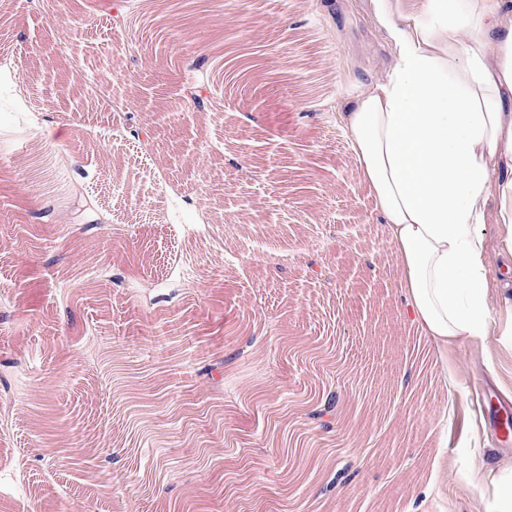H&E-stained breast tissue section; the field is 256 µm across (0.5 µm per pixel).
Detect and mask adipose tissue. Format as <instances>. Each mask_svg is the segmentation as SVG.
Instances as JSON below:
<instances>
[{
  "mask_svg": "<svg viewBox=\"0 0 512 512\" xmlns=\"http://www.w3.org/2000/svg\"><path fill=\"white\" fill-rule=\"evenodd\" d=\"M370 0L385 31V77L349 103L343 124L401 269L404 316L439 349L485 336L486 225L506 249L512 286V0ZM460 481L512 512V467L475 466Z\"/></svg>",
  "mask_w": 512,
  "mask_h": 512,
  "instance_id": "ef3b65f1",
  "label": "adipose tissue"
}]
</instances>
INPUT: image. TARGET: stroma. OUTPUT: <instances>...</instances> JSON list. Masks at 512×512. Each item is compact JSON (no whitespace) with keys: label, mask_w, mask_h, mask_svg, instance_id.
Masks as SVG:
<instances>
[{"label":"stroma","mask_w":512,"mask_h":512,"mask_svg":"<svg viewBox=\"0 0 512 512\" xmlns=\"http://www.w3.org/2000/svg\"><path fill=\"white\" fill-rule=\"evenodd\" d=\"M68 0L66 9H32L28 0H0V60L14 82L0 84V141L13 137L27 98L37 134L0 160V360L22 356L33 383L22 396L0 397V502L23 512H169L191 499L195 512H249L262 498L271 512H486L479 488L456 481V446L476 442L484 469L512 465V447H496L474 387L495 382L512 394V343L499 284L500 242L494 225L488 255V301L495 315L478 341L440 352L420 341L402 315L400 268L374 202L351 163L339 114L389 62L384 33L369 0H206L186 21L187 46L218 59L217 36L248 54L254 69L245 88L232 82L209 93L206 118L187 109L181 92L192 73L169 46L167 29L183 22L164 0ZM68 35L88 65L109 60L106 85L117 86L127 111L153 139L151 155L124 135L97 138L104 116L73 103L67 57L51 49ZM139 39L136 65L114 58L123 38ZM72 142L73 162L87 174L90 194L109 210L112 245L91 227L78 248L60 246L52 225L42 248L18 243L34 194L23 187L27 158L43 141ZM166 169L171 185L156 189L152 172ZM211 215L212 234L239 252L262 241L264 258L249 274L209 254L208 241L188 235L196 207ZM55 269L132 266L139 280L164 282L172 263L195 283L162 311L179 310L198 323V348L157 350L151 324L122 291L87 277L89 299L77 324L113 337L119 366L105 375L81 366L66 341L55 298L32 266ZM251 355L224 370L225 389L202 387L187 363L220 351L225 323ZM458 368V391L446 396L442 361ZM323 382L337 386L342 418L327 432L311 431L303 401ZM52 404L65 445L110 467L75 472L58 448L42 443L31 418L37 401ZM223 404L216 427L207 410ZM452 406L447 432L436 427ZM187 413L183 428L173 412ZM314 440L336 463L365 446L354 481L320 494L284 488L278 450L283 438ZM56 472L71 497L60 498L45 476Z\"/></svg>","instance_id":"35a3bbf8"}]
</instances>
